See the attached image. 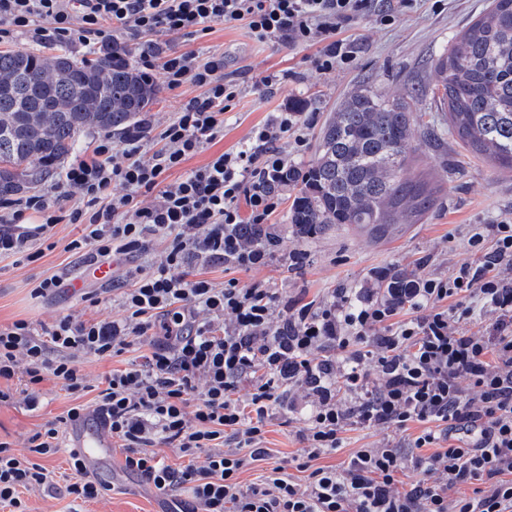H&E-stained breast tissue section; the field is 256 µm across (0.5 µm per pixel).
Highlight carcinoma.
<instances>
[{"label":"carcinoma","instance_id":"cac0c4a2","mask_svg":"<svg viewBox=\"0 0 512 512\" xmlns=\"http://www.w3.org/2000/svg\"><path fill=\"white\" fill-rule=\"evenodd\" d=\"M432 98L448 132L512 172V0H491L435 63ZM160 93L121 52L81 61L66 53H0V196L51 178L89 131L121 132ZM410 104L363 85L323 123L315 158L299 175L289 221L309 235L347 224L384 237L397 215L417 224L437 188L412 172Z\"/></svg>","mask_w":512,"mask_h":512}]
</instances>
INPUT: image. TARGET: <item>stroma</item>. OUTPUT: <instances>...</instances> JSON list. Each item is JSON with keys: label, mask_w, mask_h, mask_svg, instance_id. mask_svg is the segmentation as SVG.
I'll list each match as a JSON object with an SVG mask.
<instances>
[{"label": "stroma", "mask_w": 512, "mask_h": 512, "mask_svg": "<svg viewBox=\"0 0 512 512\" xmlns=\"http://www.w3.org/2000/svg\"><path fill=\"white\" fill-rule=\"evenodd\" d=\"M489 4L490 0H411L407 6L396 7L392 24L359 19L347 31L355 41L354 60L328 72L315 66L317 46L293 48L281 41L261 44L241 26L212 23L203 34L159 35V42L173 52L223 56L225 79L234 80L239 86L238 97L224 111L223 140L204 144L181 167L169 171L167 179L171 182L207 164L214 155L243 146L251 128L263 122L270 112L299 108L302 117L308 118V134L314 138L329 112L335 111L340 101L359 86L369 85L397 98L407 97L414 86L425 91L412 106L413 111L424 115L422 121L411 125L413 171L431 180L439 193L422 223L398 225L380 240L370 239L345 224L300 235L288 222L289 209L298 193L297 186L291 185L284 190L283 204L268 226L279 240L268 264L231 274L225 273L223 266L209 265L204 269L206 277L218 282L233 277L243 285L262 284L282 297L303 294L307 299L326 302L338 288L373 287L375 273L384 269H399L410 277L444 278L454 267L473 261L471 235L484 224L512 222V173L496 170L487 159L467 152L458 139L449 135L448 115L436 110L430 95L436 81L430 62ZM284 70L290 71V79L276 90H266L263 77ZM82 233V225L57 224L50 233L52 246L44 250L40 259L16 264L0 262L1 324L18 319L49 323L69 314L86 319L118 317L110 293L100 291L95 283L86 286L87 291L100 298L95 306L65 288L46 297L31 293L37 279L50 275L67 279L80 274L82 263L65 247ZM295 249L306 255L305 264L298 269L290 268L288 262L289 252ZM135 357V352L129 351L113 359H83L80 367L90 389L82 398L71 396L61 383L48 379L38 386L42 400L39 410H27L16 402L1 404L0 442L23 449L35 431L75 402L93 405L100 378L125 368ZM303 427L299 415L281 412L269 421L264 434L272 464L289 461L288 472L298 481L306 477L293 464L302 455L299 432ZM421 430V424L416 422L408 423L403 431L354 424L344 433V448L321 457L320 462L338 466L364 448H402ZM123 462L122 449L118 443H111L97 471L113 482L114 489L102 499L84 503L64 492L52 497L32 494L25 498L29 512H163V496L139 479L127 476Z\"/></svg>", "instance_id": "stroma-1"}]
</instances>
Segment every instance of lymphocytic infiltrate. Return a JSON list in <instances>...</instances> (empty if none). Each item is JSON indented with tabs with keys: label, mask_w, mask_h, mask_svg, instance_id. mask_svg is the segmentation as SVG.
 Returning a JSON list of instances; mask_svg holds the SVG:
<instances>
[{
	"label": "lymphocytic infiltrate",
	"mask_w": 512,
	"mask_h": 512,
	"mask_svg": "<svg viewBox=\"0 0 512 512\" xmlns=\"http://www.w3.org/2000/svg\"><path fill=\"white\" fill-rule=\"evenodd\" d=\"M363 17L393 19L374 0H0V44L22 38L92 50L118 47L128 33L143 39L145 74L160 73L170 90H199L158 133L153 154L144 152L148 128L117 142L107 133L51 191L0 199L1 261L38 258L40 242L64 221L83 225L66 249L88 265L166 242L164 261L115 295L121 318L0 325V379L28 382L0 389V404L39 409L34 387L48 376L81 396L88 388L81 358H114L147 344L138 360L104 376L95 412L121 441L124 470L164 495L167 512H512V278L502 274L512 267V224L475 232V261L445 278H411L399 302L353 288L306 302L234 279L219 285L192 269L198 259L228 271L268 263L271 247L246 245L239 228L268 223L282 205L278 188L294 167L278 143L304 148L309 124L297 112L270 113L246 148L167 182V172L223 138L224 109L238 85L224 80L223 57L167 52L158 35H194L208 22L241 25L263 44L317 46V68L330 71L353 61L339 34ZM116 185L122 193H113ZM154 191L161 203L142 205L141 195ZM478 312L491 318L484 336L463 327ZM328 348L336 360L322 358ZM247 380L251 390L241 391ZM297 389L307 398L300 436L313 470L299 483L279 464L241 485L240 473L268 459L264 427L277 410H295ZM85 412L70 407L25 450L0 442V512H28L23 493L55 492L36 454L68 452L67 492L85 502L105 495L107 484L63 440ZM413 420L425 428L410 448H365L339 466L316 464L341 447L349 424L400 429ZM166 447L188 465L170 464ZM405 471L408 487L395 491ZM468 481L476 484L472 496L449 502V487Z\"/></svg>",
	"instance_id": "obj_1"
}]
</instances>
